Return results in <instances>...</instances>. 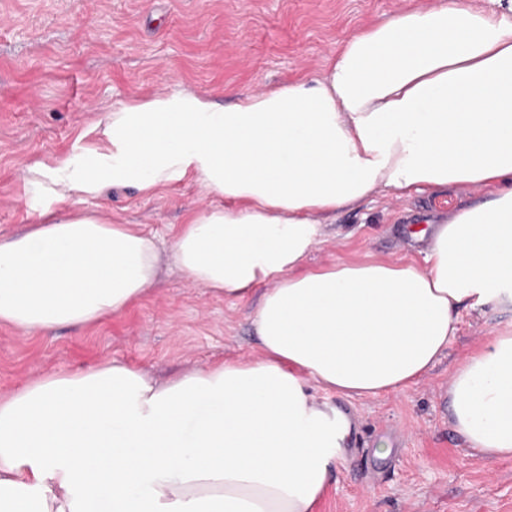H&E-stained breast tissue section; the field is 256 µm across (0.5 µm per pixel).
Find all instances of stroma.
Wrapping results in <instances>:
<instances>
[{
    "instance_id": "1",
    "label": "stroma",
    "mask_w": 512,
    "mask_h": 512,
    "mask_svg": "<svg viewBox=\"0 0 512 512\" xmlns=\"http://www.w3.org/2000/svg\"><path fill=\"white\" fill-rule=\"evenodd\" d=\"M430 0H0V237L33 223L44 198L27 194L25 166L79 152L80 135L118 101L188 86L223 103L249 91L322 74L357 27ZM473 192L377 197L343 211L308 266L365 256L398 260L407 228L476 201ZM182 184L152 196L116 189L88 199L118 224L170 243L190 208L208 203ZM258 293L228 301L176 272L112 319L76 331L27 335L0 326V395L48 370L105 359L165 378L259 347L251 318ZM512 314L463 307L458 331L418 382L371 399L328 396L358 429L333 468L319 512H512V459L486 462L448 416L457 362L489 342ZM388 439L387 457L375 453Z\"/></svg>"
}]
</instances>
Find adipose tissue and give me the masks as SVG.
Wrapping results in <instances>:
<instances>
[{"label":"adipose tissue","instance_id":"1","mask_svg":"<svg viewBox=\"0 0 512 512\" xmlns=\"http://www.w3.org/2000/svg\"><path fill=\"white\" fill-rule=\"evenodd\" d=\"M75 156L37 162L34 224L0 239V325L35 335L110 319L163 264L230 300L262 296L259 353L165 382L108 359L0 396V512H318L357 423L319 401L403 390L438 362L469 298L512 310V18L433 0L354 30L322 76L224 105L188 87L121 101ZM191 183L161 250L82 209ZM477 190L411 227L422 261L305 260L331 215L373 195ZM448 412L488 461L512 458V323L466 355Z\"/></svg>","mask_w":512,"mask_h":512}]
</instances>
